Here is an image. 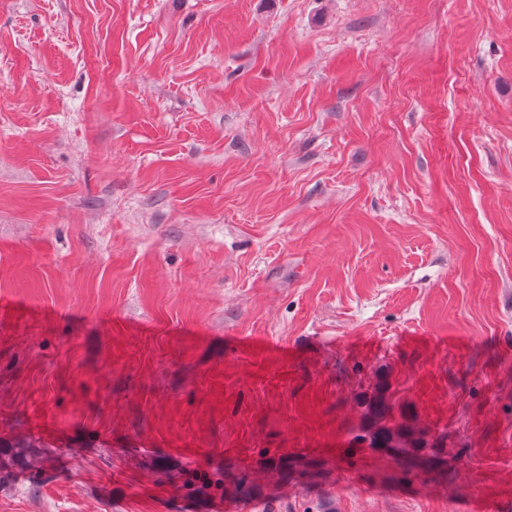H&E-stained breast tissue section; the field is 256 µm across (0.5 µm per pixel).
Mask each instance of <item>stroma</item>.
I'll use <instances>...</instances> for the list:
<instances>
[{
  "mask_svg": "<svg viewBox=\"0 0 512 512\" xmlns=\"http://www.w3.org/2000/svg\"><path fill=\"white\" fill-rule=\"evenodd\" d=\"M221 504L512 512V0H0V512ZM390 413L388 404L379 402L375 406V415L380 421V426L376 432L373 443L381 448H391V450L400 457L401 465L406 471L419 467V463L410 453L409 440L404 438L398 428L382 423L387 420Z\"/></svg>",
  "mask_w": 512,
  "mask_h": 512,
  "instance_id": "stroma-1",
  "label": "stroma"
}]
</instances>
